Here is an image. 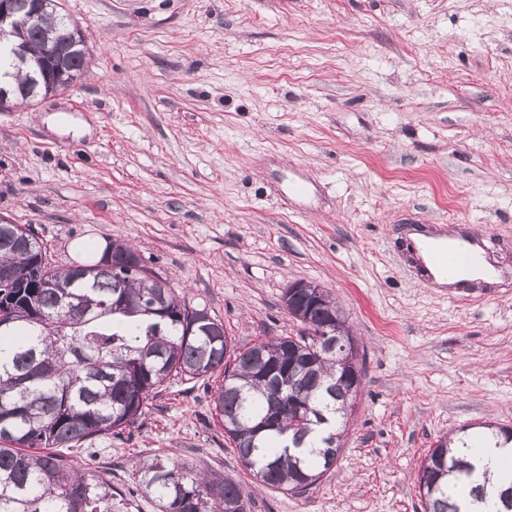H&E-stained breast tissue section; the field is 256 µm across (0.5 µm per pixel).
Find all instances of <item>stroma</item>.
Returning <instances> with one entry per match:
<instances>
[{
  "mask_svg": "<svg viewBox=\"0 0 512 512\" xmlns=\"http://www.w3.org/2000/svg\"><path fill=\"white\" fill-rule=\"evenodd\" d=\"M85 35L70 89L0 109V214L55 266L133 243L234 345L299 331L291 283L342 306L363 360L340 457L305 494L261 488L211 405L173 378L94 441L130 512L139 461L240 484L252 512H424L440 437L512 429V0H59ZM318 191L282 205V176ZM472 224L502 288L417 282L402 235Z\"/></svg>",
  "mask_w": 512,
  "mask_h": 512,
  "instance_id": "35a3bbf8",
  "label": "stroma"
}]
</instances>
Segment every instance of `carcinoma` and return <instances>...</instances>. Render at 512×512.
<instances>
[{
    "instance_id": "obj_1",
    "label": "carcinoma",
    "mask_w": 512,
    "mask_h": 512,
    "mask_svg": "<svg viewBox=\"0 0 512 512\" xmlns=\"http://www.w3.org/2000/svg\"><path fill=\"white\" fill-rule=\"evenodd\" d=\"M20 41L32 53L55 47L68 73L86 67L85 45L60 13L41 15ZM0 73L23 101L63 89L17 78L9 52L0 51ZM137 253L114 240L96 267L61 269L44 260L32 225L0 228V265L17 274L0 284V512H127L98 468L71 465L56 449L132 428L173 375L222 376L213 411L260 485L301 494L336 463L338 428L316 443L310 436L357 403L358 391L340 381L343 359L301 333L229 349L221 320L196 314L147 266L130 270ZM283 299L309 323L331 321L351 334L329 292L317 301L307 288ZM448 445L443 439L421 463L424 512H459L460 488L476 503L486 498ZM136 491L159 512H251L236 482L158 456L139 464Z\"/></svg>"
}]
</instances>
